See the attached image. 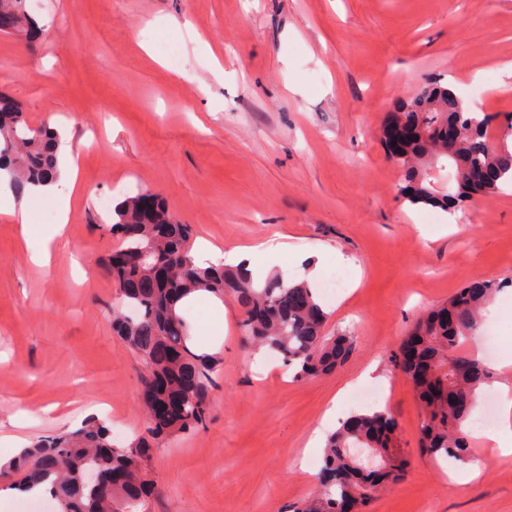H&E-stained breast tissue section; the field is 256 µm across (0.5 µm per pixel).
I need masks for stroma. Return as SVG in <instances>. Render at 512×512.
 <instances>
[{"mask_svg": "<svg viewBox=\"0 0 512 512\" xmlns=\"http://www.w3.org/2000/svg\"><path fill=\"white\" fill-rule=\"evenodd\" d=\"M34 45L0 35V91L32 125L70 126L83 194L30 260L50 195H28L30 223L0 213V440L80 427L95 411L121 443L145 432L141 368L113 336L119 292L101 269L118 239L99 199L163 197L194 242L226 248L287 236L351 259L350 285L324 331L352 351L336 372L294 378L255 360L232 300L199 294L185 318L223 363L204 427L155 444L143 462L148 512H285L316 489L320 449L294 460L332 403L388 410L410 457L371 512H512V455L474 441L478 476L453 484V460L419 450L411 382L391 358L417 317L477 279L502 283L484 312L512 355V194L476 197L454 223L425 224L387 155L389 112L434 77L481 107L501 136L512 116V0H43ZM177 50L172 64L166 47ZM387 395L359 402L370 364Z\"/></svg>", "mask_w": 512, "mask_h": 512, "instance_id": "1", "label": "stroma"}]
</instances>
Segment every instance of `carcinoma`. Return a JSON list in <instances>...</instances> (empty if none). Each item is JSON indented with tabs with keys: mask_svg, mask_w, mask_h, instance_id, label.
Listing matches in <instances>:
<instances>
[{
	"mask_svg": "<svg viewBox=\"0 0 512 512\" xmlns=\"http://www.w3.org/2000/svg\"><path fill=\"white\" fill-rule=\"evenodd\" d=\"M0 33L36 38L39 27L27 0H0ZM400 109L404 118L424 130L395 160L405 172L404 201L448 212L475 193L487 196L512 187V144L492 140L490 115L473 111L444 80L429 81ZM441 159L454 169L453 192L441 194L430 184L427 169ZM472 166H483L491 174L480 191L467 179ZM1 170L9 173L18 198L59 173L54 131L32 126L23 110L5 96H0ZM111 229L127 254L121 268L102 263L121 294L112 312V331L142 367L149 426L147 436L118 444L108 426L90 417L75 430L39 437L18 458L0 464V481L12 486L49 483L59 512H145L148 480L142 462L150 442L205 425L212 377L221 360L196 349L190 325L177 311L189 295L209 292L237 303L244 314L246 344L274 352L298 379L331 372L351 352L347 337L323 334L326 313L308 282L281 274L257 282L237 267L195 264L190 255L192 226L178 222L161 197L148 192L126 197L112 210ZM156 262L175 267L174 277L162 288L150 287ZM497 290L490 280L460 290L446 303L456 316L454 324L439 320L437 311L420 318L409 336L417 346L416 363L395 362L417 395L422 410L419 448L431 457L473 460L465 405H474L490 372L466 346ZM383 426L390 435L378 443L376 430ZM105 444L111 452L98 453ZM407 468L392 415L386 410L356 414L328 437L317 492L292 512H337L346 498L358 501L360 512H369L377 495L399 482ZM111 470L126 471L128 481L112 486L86 481L91 471Z\"/></svg>",
	"mask_w": 512,
	"mask_h": 512,
	"instance_id": "1",
	"label": "carcinoma"
}]
</instances>
